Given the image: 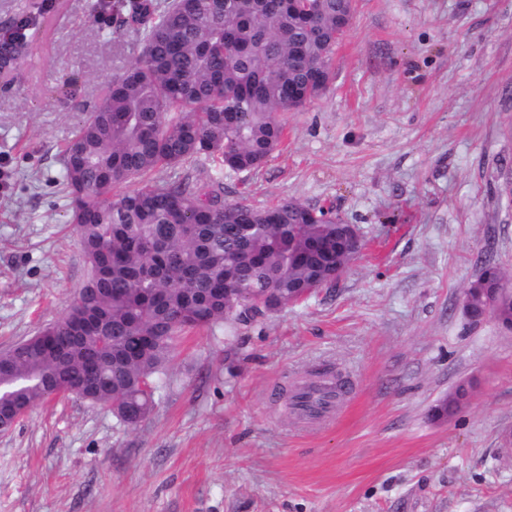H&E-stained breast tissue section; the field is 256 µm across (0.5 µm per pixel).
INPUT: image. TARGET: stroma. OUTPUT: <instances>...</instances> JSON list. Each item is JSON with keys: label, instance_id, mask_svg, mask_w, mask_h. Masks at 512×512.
Segmentation results:
<instances>
[{"label": "stroma", "instance_id": "1", "mask_svg": "<svg viewBox=\"0 0 512 512\" xmlns=\"http://www.w3.org/2000/svg\"><path fill=\"white\" fill-rule=\"evenodd\" d=\"M97 2L0 0V34L33 23L0 80V350L88 274L60 147L139 49ZM332 70L258 172L193 175L228 203L332 207L357 259L238 336H186L136 428L55 396L0 433V512H512V332L461 305L486 260L512 280V0H355ZM322 364L357 392L298 426L286 397Z\"/></svg>", "mask_w": 512, "mask_h": 512}]
</instances>
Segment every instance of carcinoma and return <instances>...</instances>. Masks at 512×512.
Wrapping results in <instances>:
<instances>
[{
  "mask_svg": "<svg viewBox=\"0 0 512 512\" xmlns=\"http://www.w3.org/2000/svg\"><path fill=\"white\" fill-rule=\"evenodd\" d=\"M125 0L113 31L134 32L140 49L104 82L101 97L62 149L71 223L97 292L73 302L51 335L0 352V404L35 408L68 392L110 407L135 427L156 405L179 338L247 325L269 311L267 293L300 299L332 285L352 261L336 247L333 209L284 199L264 209L226 203L222 183L186 169L200 159L251 173L280 149L284 112L320 99L333 79L336 43L352 0ZM29 25L0 40V54L25 46ZM182 176L162 178L169 169ZM137 180L141 187L115 194ZM486 263L466 287L474 309ZM458 391L434 409L454 414Z\"/></svg>",
  "mask_w": 512,
  "mask_h": 512,
  "instance_id": "1",
  "label": "carcinoma"
}]
</instances>
